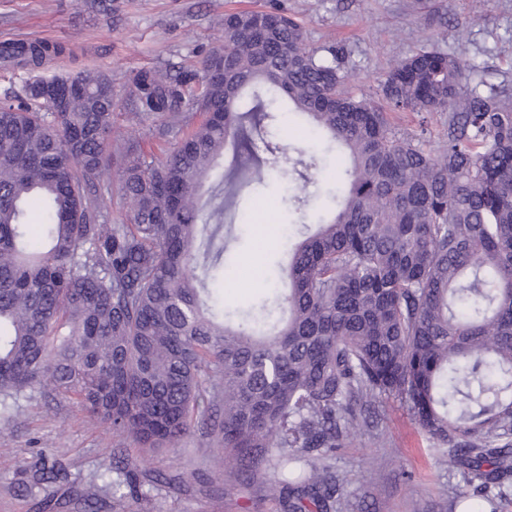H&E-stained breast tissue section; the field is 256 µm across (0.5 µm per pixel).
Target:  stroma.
<instances>
[{
    "mask_svg": "<svg viewBox=\"0 0 512 512\" xmlns=\"http://www.w3.org/2000/svg\"><path fill=\"white\" fill-rule=\"evenodd\" d=\"M270 0H0V44L20 38L48 39L63 46L38 70L0 65V101L37 77L104 73L112 82V121L120 136L132 127L129 95L143 70H193L223 40L224 12L261 9ZM304 26L310 45L345 39L350 43L354 94L378 96L390 60L435 45L465 56L468 84L491 68L512 73V0H279ZM331 169L316 171L304 214L289 213L286 189L247 195L250 214L235 245V263L219 286L229 311H246L262 288L274 283L271 271L284 260L282 240L266 228L281 222L313 224L329 203ZM124 449L138 474L161 475L153 493L160 512H282L265 495L271 474L263 466L243 474L227 471L223 492L209 477L224 465L213 434L194 426L175 448L147 451L123 436L109 434L77 403L45 385L18 402L14 420L0 425V512H138L135 499H116L102 489L85 507L84 484L114 463ZM64 470L50 487H33L41 464ZM337 472L347 474L336 512H448L454 497L477 505L459 469L438 458L432 440L398 401H383L375 429L349 440L336 454Z\"/></svg>",
    "mask_w": 512,
    "mask_h": 512,
    "instance_id": "1",
    "label": "stroma"
}]
</instances>
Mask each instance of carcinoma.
I'll use <instances>...</instances> for the list:
<instances>
[{"label": "carcinoma", "instance_id": "cac0c4a2", "mask_svg": "<svg viewBox=\"0 0 512 512\" xmlns=\"http://www.w3.org/2000/svg\"><path fill=\"white\" fill-rule=\"evenodd\" d=\"M61 52L13 43L0 60L40 69ZM349 57L345 43L310 45L275 4L225 13L199 69L134 78L131 121L177 143L159 156L134 135L108 150L102 73L74 77L56 107L29 88L0 102L1 420L45 383L143 450L176 446L199 418L224 463L273 465L286 512H334L347 479L329 459L395 399L497 512L512 489V76L470 86L461 57L424 46L390 64L374 99L347 90ZM397 112L420 116L421 133L396 130ZM291 114L324 152L343 148L347 190L295 243L286 293L226 321L210 288L238 240L224 215L272 173L299 210L318 169L271 139ZM101 479L122 497L130 467Z\"/></svg>", "mask_w": 512, "mask_h": 512}]
</instances>
